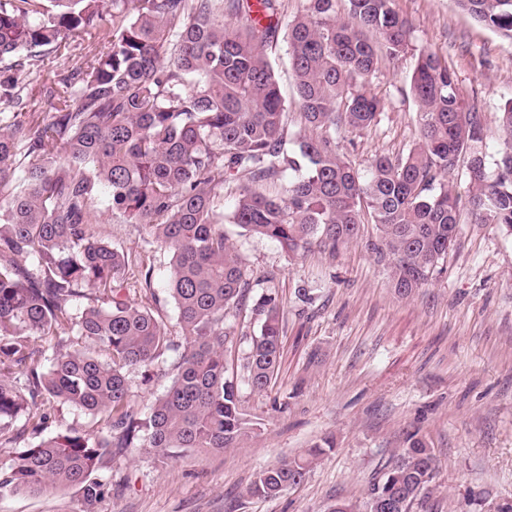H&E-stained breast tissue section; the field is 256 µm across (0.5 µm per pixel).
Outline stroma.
<instances>
[{"mask_svg": "<svg viewBox=\"0 0 512 512\" xmlns=\"http://www.w3.org/2000/svg\"><path fill=\"white\" fill-rule=\"evenodd\" d=\"M411 25L410 46L382 58L367 89L384 104L376 126L343 131L342 153L360 169L378 155L396 159L420 138L410 78L418 57L438 54L454 71L468 107L486 133L488 160L506 147L498 107L512 96V47L476 23L455 0H394ZM97 233L151 263V294L137 300L169 330L177 314L169 295V257L155 251L144 226L126 224L99 203ZM460 232L426 284L395 294L387 262L372 250L375 224L335 253L319 246L287 255L266 237L234 224L224 232L244 262L252 297L275 294L284 321L283 363L267 392L251 391L242 365L258 321L230 313L239 395L256 435L223 454L158 462L136 449L117 455L100 476L112 489L94 512H332L337 502L364 507L365 492L403 444L405 431L428 440L437 459L425 512H493L512 504V233L475 223L460 204ZM314 300L304 304L299 290ZM332 438L333 448L305 479L272 499L245 490L255 474ZM78 488L38 497L5 494L0 512H79Z\"/></svg>", "mask_w": 512, "mask_h": 512, "instance_id": "obj_1", "label": "stroma"}]
</instances>
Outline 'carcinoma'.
<instances>
[{
    "label": "carcinoma",
    "mask_w": 512,
    "mask_h": 512,
    "mask_svg": "<svg viewBox=\"0 0 512 512\" xmlns=\"http://www.w3.org/2000/svg\"><path fill=\"white\" fill-rule=\"evenodd\" d=\"M282 20L279 0H0V494L41 495L77 487L91 512L112 484L95 476L115 452L138 448L175 460L222 453L256 433L229 372L233 308L260 317L245 364L254 392L267 390L282 358L275 296L249 301L251 282L224 222L276 241L288 254L317 240L353 242L370 218L372 250L389 261L391 286L406 298L422 287L459 234L449 186L460 158L473 213L512 230V149L488 170L485 129L455 74L422 53L410 80L420 141L405 157L356 168L336 130L361 132L383 105L364 81L380 54L397 57L411 24L393 0H305ZM512 46V0H455ZM237 21L231 28L224 22ZM285 31L293 99L283 96L268 49ZM101 37L105 50L64 68L73 38ZM56 61V103L27 111L25 77ZM302 133L285 128L288 103ZM512 140V97L499 107ZM238 196L217 208L224 176ZM288 180L286 195L263 185ZM128 224L144 225L171 255L169 291L184 342L123 288L132 255L96 235L99 194ZM68 338L60 337L62 331ZM172 375L149 412L131 406L130 374ZM100 418L99 436L75 428L45 434L44 397ZM333 441L260 471L246 488L271 499L300 484ZM433 449L409 431L395 460L367 491L366 512L388 499L415 512L433 491Z\"/></svg>",
    "instance_id": "1"
}]
</instances>
